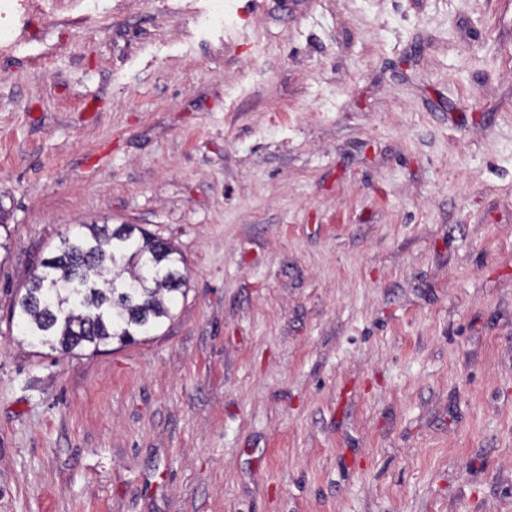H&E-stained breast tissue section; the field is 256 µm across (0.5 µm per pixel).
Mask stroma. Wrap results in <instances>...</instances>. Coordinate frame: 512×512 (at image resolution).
I'll return each instance as SVG.
<instances>
[{
  "label": "stroma",
  "instance_id": "stroma-1",
  "mask_svg": "<svg viewBox=\"0 0 512 512\" xmlns=\"http://www.w3.org/2000/svg\"><path fill=\"white\" fill-rule=\"evenodd\" d=\"M0 42V512H512V0H28ZM109 218L185 259L35 346ZM81 227L88 232L62 238L55 255L36 265L42 271L18 301L22 334L66 350L150 336L184 294L181 254L133 224L103 219Z\"/></svg>",
  "mask_w": 512,
  "mask_h": 512
}]
</instances>
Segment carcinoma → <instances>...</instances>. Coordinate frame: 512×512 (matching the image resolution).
Instances as JSON below:
<instances>
[{"label":"carcinoma","instance_id":"1","mask_svg":"<svg viewBox=\"0 0 512 512\" xmlns=\"http://www.w3.org/2000/svg\"><path fill=\"white\" fill-rule=\"evenodd\" d=\"M83 228L40 260L18 301L22 334L66 350L151 335L184 294L181 254L133 224L103 219Z\"/></svg>","mask_w":512,"mask_h":512}]
</instances>
